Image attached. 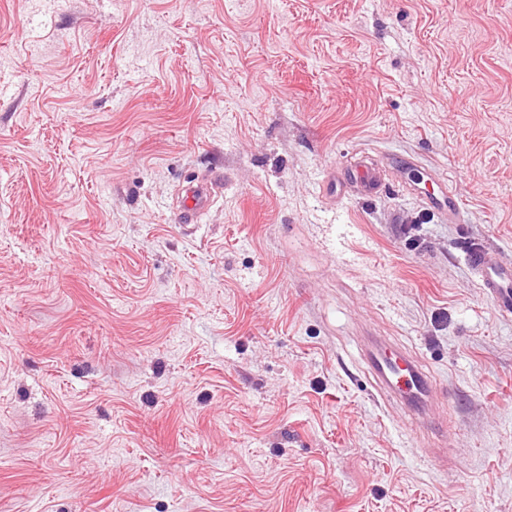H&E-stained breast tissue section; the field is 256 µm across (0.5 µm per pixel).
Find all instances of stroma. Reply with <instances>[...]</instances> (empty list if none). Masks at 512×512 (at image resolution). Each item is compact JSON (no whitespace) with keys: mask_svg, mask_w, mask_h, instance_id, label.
<instances>
[{"mask_svg":"<svg viewBox=\"0 0 512 512\" xmlns=\"http://www.w3.org/2000/svg\"><path fill=\"white\" fill-rule=\"evenodd\" d=\"M475 246L512 266V0H0V512H512ZM382 184L377 175L368 167L359 165L356 169V175L351 183L339 179L335 169L327 172L324 181V191L326 195L340 197L348 189H353L363 197L374 196L380 190ZM428 202L431 207L448 214V219L459 223L463 216V209L460 205V199L457 194L448 189V183L444 188L433 196H430ZM211 196L208 184H202L190 192H186L175 211L182 222L191 221L193 216L204 206ZM382 346L368 357L377 387L382 392L398 394L414 409H424L432 396L431 377L405 351Z\"/></svg>","mask_w":512,"mask_h":512,"instance_id":"stroma-1","label":"stroma"}]
</instances>
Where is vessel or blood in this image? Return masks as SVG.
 Returning a JSON list of instances; mask_svg holds the SVG:
<instances>
[{"mask_svg": "<svg viewBox=\"0 0 512 512\" xmlns=\"http://www.w3.org/2000/svg\"><path fill=\"white\" fill-rule=\"evenodd\" d=\"M382 184L377 175L366 166H358L352 182L339 179L335 171H328L324 191L329 196L343 195L354 190L364 197L374 196ZM211 196L208 185H200L185 193L178 204L176 215L180 221L192 220ZM428 202L431 207L447 214L450 221H461L463 209L457 194L441 189ZM471 268L478 275L481 288L490 297L499 312L512 313V269L499 268L490 264L485 252L472 249L467 253ZM369 366L377 387L385 393L398 394L414 409H424L432 396V379L405 351L391 346L370 352Z\"/></svg>", "mask_w": 512, "mask_h": 512, "instance_id": "obj_1", "label": "vessel or blood"}]
</instances>
